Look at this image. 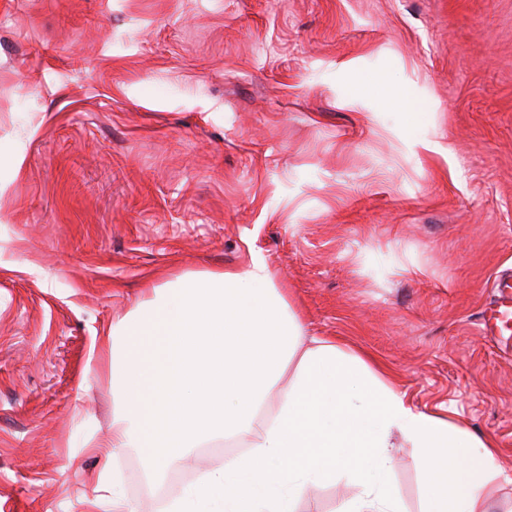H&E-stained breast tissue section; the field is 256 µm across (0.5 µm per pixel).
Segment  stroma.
I'll list each match as a JSON object with an SVG mask.
<instances>
[{"label": "stroma", "mask_w": 512, "mask_h": 512, "mask_svg": "<svg viewBox=\"0 0 512 512\" xmlns=\"http://www.w3.org/2000/svg\"><path fill=\"white\" fill-rule=\"evenodd\" d=\"M256 255L307 335L491 439L512 499V337L480 332L512 268V0H0V512L111 496L94 337ZM391 490L423 512L413 449Z\"/></svg>", "instance_id": "stroma-1"}]
</instances>
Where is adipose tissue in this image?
I'll use <instances>...</instances> for the list:
<instances>
[{"label":"adipose tissue","mask_w":512,"mask_h":512,"mask_svg":"<svg viewBox=\"0 0 512 512\" xmlns=\"http://www.w3.org/2000/svg\"><path fill=\"white\" fill-rule=\"evenodd\" d=\"M99 346L112 363L113 459L155 446L171 399L182 451L207 437L245 449L159 512H294L309 487L338 479L354 489L338 512H399L389 486L400 439L429 474L452 464V493L433 489L425 512H499L483 494L493 442L409 405L357 351L306 335L263 258L149 288Z\"/></svg>","instance_id":"ef3b65f1"}]
</instances>
